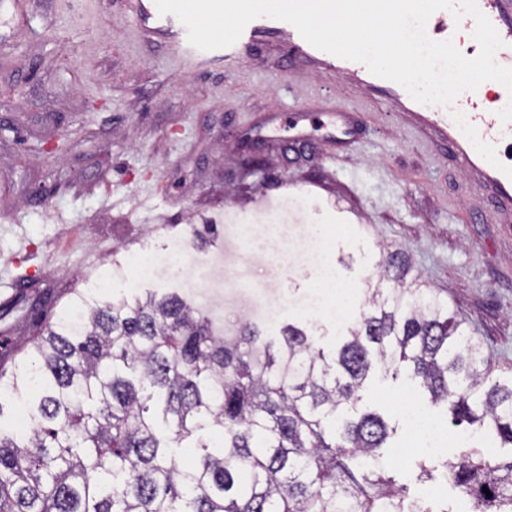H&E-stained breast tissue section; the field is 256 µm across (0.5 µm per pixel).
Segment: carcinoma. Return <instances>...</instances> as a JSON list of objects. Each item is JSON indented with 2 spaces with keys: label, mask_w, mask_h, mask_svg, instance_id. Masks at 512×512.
<instances>
[{
  "label": "carcinoma",
  "mask_w": 512,
  "mask_h": 512,
  "mask_svg": "<svg viewBox=\"0 0 512 512\" xmlns=\"http://www.w3.org/2000/svg\"><path fill=\"white\" fill-rule=\"evenodd\" d=\"M379 267L332 358L293 324L218 336L176 292L77 294L79 323L41 325L11 375L0 368V394L29 417L4 425L0 399V512H432L383 467L388 424L356 409L365 380L401 374L511 449L512 380L487 383L483 344L405 255ZM443 467L474 512H512V460L468 448Z\"/></svg>",
  "instance_id": "obj_1"
}]
</instances>
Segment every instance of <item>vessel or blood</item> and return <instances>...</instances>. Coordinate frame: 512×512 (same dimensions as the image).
Returning <instances> with one entry per match:
<instances>
[{
	"label": "vessel or blood",
	"instance_id": "vessel-or-blood-1",
	"mask_svg": "<svg viewBox=\"0 0 512 512\" xmlns=\"http://www.w3.org/2000/svg\"><path fill=\"white\" fill-rule=\"evenodd\" d=\"M476 3L503 42L496 53L498 63L512 67V0H476ZM132 5L145 33L169 39L193 57L233 61L245 51L284 41L294 58L327 73L346 74L372 91L388 96L401 120L419 137L450 146L486 194L495 200L496 220L502 224L512 222V166L497 159L499 147L512 144V122H502L496 112L485 110L480 91L467 92L468 110L461 116L441 105L417 103L403 87L373 75L364 64L314 48L288 22L265 16L256 18L248 23L234 45L205 52L189 44L187 30L176 16L159 14L154 0H132ZM454 22L450 11L438 10L429 18L426 32L432 40H441Z\"/></svg>",
	"mask_w": 512,
	"mask_h": 512
}]
</instances>
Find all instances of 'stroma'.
Instances as JSON below:
<instances>
[{"label":"stroma","instance_id":"stroma-1","mask_svg":"<svg viewBox=\"0 0 512 512\" xmlns=\"http://www.w3.org/2000/svg\"><path fill=\"white\" fill-rule=\"evenodd\" d=\"M24 24H0V344L30 350L39 320L125 267L113 289L183 293L234 334L292 323L326 351L342 332L313 319L321 273L311 221L332 234L350 301L387 252L447 301L494 353L490 380L512 379V223L441 143L418 141L388 98L343 75L323 79L263 48L233 64L202 62L145 35L128 0H23ZM362 116L355 141H332L331 112ZM248 218L253 246L226 209ZM281 222L271 234L265 216ZM202 238L185 237L186 225ZM209 257L176 278L140 281L127 258L176 243ZM423 396L370 374L359 411L410 435L401 399Z\"/></svg>","mask_w":512,"mask_h":512}]
</instances>
